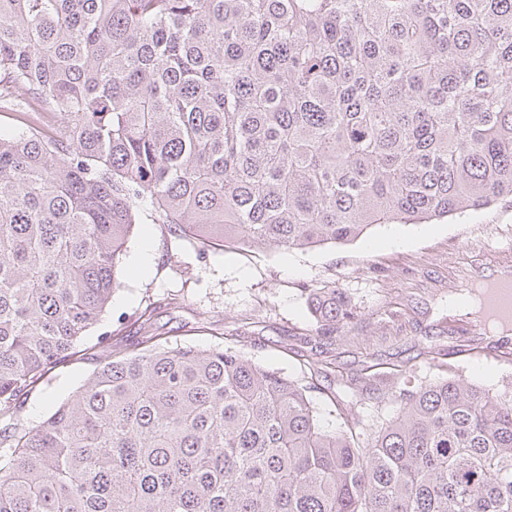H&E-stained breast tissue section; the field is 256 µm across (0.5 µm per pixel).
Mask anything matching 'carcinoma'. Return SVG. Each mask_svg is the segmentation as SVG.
<instances>
[{"label": "carcinoma", "mask_w": 512, "mask_h": 512, "mask_svg": "<svg viewBox=\"0 0 512 512\" xmlns=\"http://www.w3.org/2000/svg\"><path fill=\"white\" fill-rule=\"evenodd\" d=\"M0 415L105 311L141 207L237 248L346 245L512 198V0H0ZM331 338L353 307L308 297ZM138 348L0 428V512H512V380L313 383ZM392 407L371 426L343 403Z\"/></svg>", "instance_id": "obj_1"}]
</instances>
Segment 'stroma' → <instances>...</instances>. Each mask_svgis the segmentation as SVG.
<instances>
[{"label": "stroma", "mask_w": 512, "mask_h": 512, "mask_svg": "<svg viewBox=\"0 0 512 512\" xmlns=\"http://www.w3.org/2000/svg\"><path fill=\"white\" fill-rule=\"evenodd\" d=\"M392 234L399 245L379 247ZM145 251L151 262L132 277L128 269ZM122 265L119 285L83 345L136 341L140 314L150 307L171 343L223 346L264 368L314 380L311 396L329 424L336 415L325 401L327 386L366 367L401 383L452 372L489 387L512 379V360L495 356L497 336L476 317L448 309L450 294L512 268L511 198L461 218L381 225L347 245L292 251L179 240L145 207ZM332 285L345 291L357 315L328 340L318 335L307 299L311 290ZM317 360L327 363L326 374H314ZM407 364L413 374L404 373ZM95 368L80 356L55 366L28 396L20 421L46 420Z\"/></svg>", "instance_id": "35a3bbf8"}]
</instances>
